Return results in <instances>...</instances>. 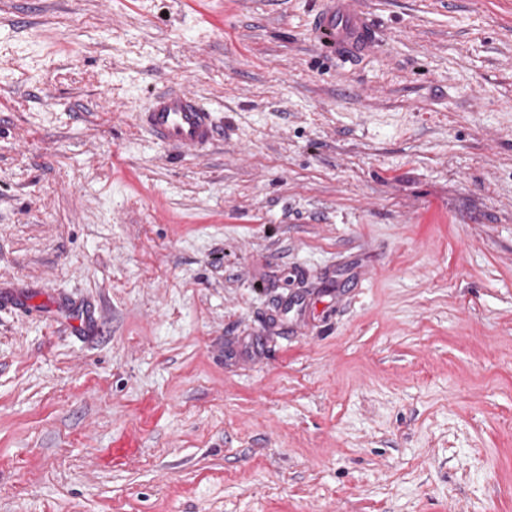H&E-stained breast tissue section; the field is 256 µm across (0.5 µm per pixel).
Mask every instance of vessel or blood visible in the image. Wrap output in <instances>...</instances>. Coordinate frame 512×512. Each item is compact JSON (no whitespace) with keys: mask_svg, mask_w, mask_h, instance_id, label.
Here are the masks:
<instances>
[{"mask_svg":"<svg viewBox=\"0 0 512 512\" xmlns=\"http://www.w3.org/2000/svg\"><path fill=\"white\" fill-rule=\"evenodd\" d=\"M317 4L310 32L322 55L346 62L373 48L375 28L359 0H317ZM137 121L156 143L180 153L205 151L222 134L216 112L183 89L153 93Z\"/></svg>","mask_w":512,"mask_h":512,"instance_id":"obj_1","label":"vessel or blood"}]
</instances>
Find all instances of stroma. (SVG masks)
I'll list each match as a JSON object with an SVG mask.
<instances>
[{
    "label": "stroma",
    "instance_id": "stroma-1",
    "mask_svg": "<svg viewBox=\"0 0 512 512\" xmlns=\"http://www.w3.org/2000/svg\"><path fill=\"white\" fill-rule=\"evenodd\" d=\"M313 3L0 0V512H512V0ZM310 32L322 55L347 62L370 51L377 38L359 0H317ZM137 121L156 143L180 153L203 152L222 134L217 113L183 89L153 93Z\"/></svg>",
    "mask_w": 512,
    "mask_h": 512
}]
</instances>
